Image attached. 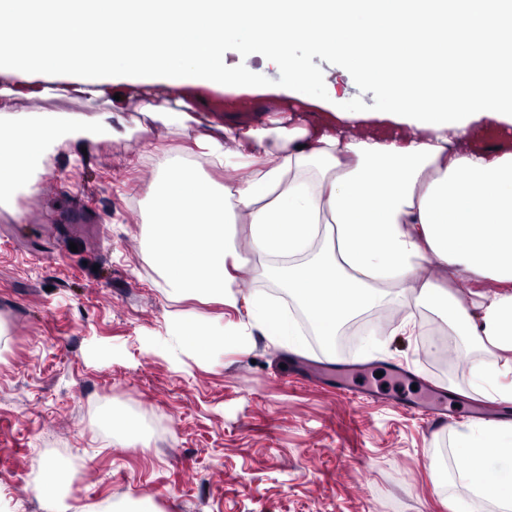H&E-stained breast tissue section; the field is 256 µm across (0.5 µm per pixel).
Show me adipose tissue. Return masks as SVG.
<instances>
[{"label":"adipose tissue","mask_w":512,"mask_h":512,"mask_svg":"<svg viewBox=\"0 0 512 512\" xmlns=\"http://www.w3.org/2000/svg\"><path fill=\"white\" fill-rule=\"evenodd\" d=\"M14 29L0 33V116L15 98L46 94L40 77L71 74L74 93L97 99L126 82L144 111L163 119L203 92L254 93L249 59L284 72V95L303 97L325 73L295 55L294 45L336 57L373 86L377 112L322 101L328 119L292 125L270 138L262 123L192 127L196 160L160 151L146 197L159 201L147 219L145 246L168 298L236 306L237 279L248 263L232 228L245 225L252 252L266 256L257 276L276 279L299 315L251 298L247 326L270 342L302 352V323L326 349L343 324L377 306L385 289L411 295L401 325L417 312L438 313L455 341L478 351L512 353V153L470 147L476 128H512V0H0ZM119 28V44L72 56L88 32ZM380 46L356 51L357 36ZM243 66L227 67L225 47ZM113 115L72 116L18 127L0 138V207L36 189L51 147L112 132ZM248 169L246 180L208 181L203 168ZM437 258L459 278L489 279L498 292L471 303L425 277ZM171 335H190L203 360L228 335L207 322L167 319ZM473 461L464 481L467 512H512V423L457 431ZM494 470L497 480L482 474Z\"/></svg>","instance_id":"1"}]
</instances>
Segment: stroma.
I'll return each mask as SVG.
<instances>
[{"instance_id":"obj_1","label":"stroma","mask_w":512,"mask_h":512,"mask_svg":"<svg viewBox=\"0 0 512 512\" xmlns=\"http://www.w3.org/2000/svg\"><path fill=\"white\" fill-rule=\"evenodd\" d=\"M307 62L330 74L349 107L380 108L334 58ZM57 87L58 97L18 99L17 112L36 121L106 108ZM121 117L149 126L147 137L59 148L36 192L18 195L15 213L0 210V512H47L58 490L33 475L62 452L75 471L66 500L81 507L146 497L153 512H458L470 493L455 432L483 401L471 386L477 368L501 370L498 354L450 343L428 312L402 332L407 298L392 292L350 325L349 345L333 356L316 341L295 354L258 334L203 361L170 355L169 312L219 332L246 320L253 294L284 313L291 303L275 281L252 275L239 281L234 308L167 297L143 253L145 185L157 175L149 152L189 142L141 112L138 98ZM312 360L357 367L364 395L346 398L332 377L297 380ZM429 394L451 416L444 429L411 406ZM107 412L116 419L105 430ZM129 415L146 434L126 447L117 438ZM435 462L452 478L442 493Z\"/></svg>"}]
</instances>
